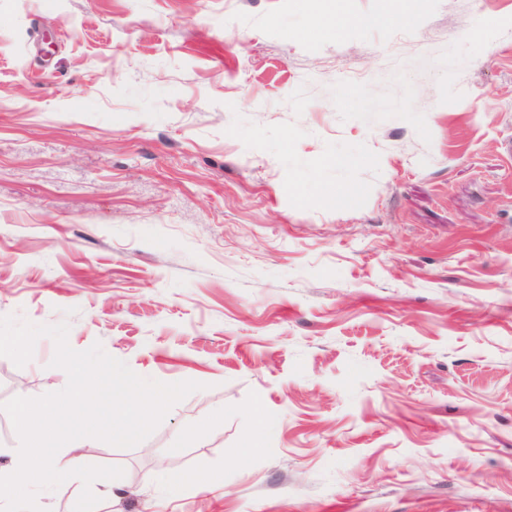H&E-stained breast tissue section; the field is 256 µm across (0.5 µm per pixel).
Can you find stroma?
<instances>
[{"label": "stroma", "instance_id": "1", "mask_svg": "<svg viewBox=\"0 0 512 512\" xmlns=\"http://www.w3.org/2000/svg\"><path fill=\"white\" fill-rule=\"evenodd\" d=\"M393 9L0 0V316L203 385L95 512H512V0Z\"/></svg>", "mask_w": 512, "mask_h": 512}]
</instances>
